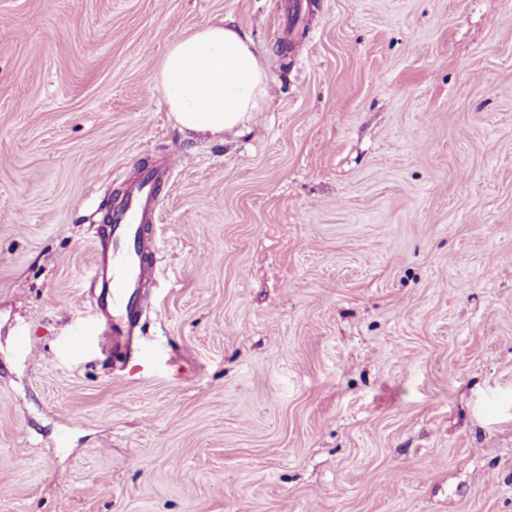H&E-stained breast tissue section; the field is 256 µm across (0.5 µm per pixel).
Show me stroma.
Segmentation results:
<instances>
[{
	"instance_id": "1",
	"label": "stroma",
	"mask_w": 512,
	"mask_h": 512,
	"mask_svg": "<svg viewBox=\"0 0 512 512\" xmlns=\"http://www.w3.org/2000/svg\"><path fill=\"white\" fill-rule=\"evenodd\" d=\"M223 20L269 100L189 138ZM168 160L114 371L93 226ZM0 512H512V0H0ZM157 80L176 126L200 138L239 133L269 97L253 42L224 21L174 40L158 65Z\"/></svg>"
}]
</instances>
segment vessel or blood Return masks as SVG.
<instances>
[{
  "label": "vessel or blood",
  "instance_id": "b4317fda",
  "mask_svg": "<svg viewBox=\"0 0 512 512\" xmlns=\"http://www.w3.org/2000/svg\"><path fill=\"white\" fill-rule=\"evenodd\" d=\"M171 167L143 168L124 195L112 203L109 222L95 232L93 328L72 336L76 348L98 350L106 362L126 357L140 326L154 275L157 244L150 233L159 189Z\"/></svg>",
  "mask_w": 512,
  "mask_h": 512
}]
</instances>
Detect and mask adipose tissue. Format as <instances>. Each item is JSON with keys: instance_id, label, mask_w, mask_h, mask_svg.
Wrapping results in <instances>:
<instances>
[{"instance_id": "obj_1", "label": "adipose tissue", "mask_w": 512, "mask_h": 512, "mask_svg": "<svg viewBox=\"0 0 512 512\" xmlns=\"http://www.w3.org/2000/svg\"><path fill=\"white\" fill-rule=\"evenodd\" d=\"M157 80L176 126L200 138L242 131L269 97L253 42L222 22L174 40L158 65Z\"/></svg>"}]
</instances>
